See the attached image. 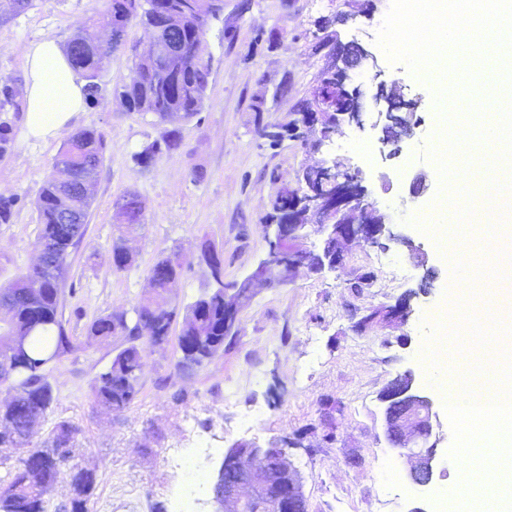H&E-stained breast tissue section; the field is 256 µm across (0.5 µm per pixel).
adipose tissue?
Returning a JSON list of instances; mask_svg holds the SVG:
<instances>
[{
  "label": "adipose tissue",
  "instance_id": "obj_1",
  "mask_svg": "<svg viewBox=\"0 0 512 512\" xmlns=\"http://www.w3.org/2000/svg\"><path fill=\"white\" fill-rule=\"evenodd\" d=\"M85 85L55 35L46 34L33 42L26 51L27 134L45 140L69 126L85 109Z\"/></svg>",
  "mask_w": 512,
  "mask_h": 512
}]
</instances>
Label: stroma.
Returning a JSON list of instances; mask_svg holds the SVG:
<instances>
[{
  "label": "stroma",
  "instance_id": "stroma-1",
  "mask_svg": "<svg viewBox=\"0 0 512 512\" xmlns=\"http://www.w3.org/2000/svg\"><path fill=\"white\" fill-rule=\"evenodd\" d=\"M104 0H32L25 12L9 10L0 0V83L24 84L26 48L47 33L68 41L87 26ZM391 0H224V16L206 32L210 55L208 98L198 116L180 123L182 144L147 170L132 155L160 138L168 123L144 112L127 110L116 89L134 75L129 45L146 53L149 37L138 22L126 30L127 49L115 52L101 74L106 92L87 105L74 127L93 128L107 139L104 160L93 186L87 232L68 258L60 311L70 347L48 368L53 402L35 425L32 445L39 446L62 420L80 426L72 455L75 463L95 468L97 487L90 512H153L163 504L177 512H211L208 481L221 465L220 452L239 441L267 443L288 439L289 458L298 470L309 512H409L421 498L436 502L437 491L458 485L455 461L441 457L434 487L423 493L406 477L407 464L383 434L379 395L396 375L413 370L427 391L433 374L420 360L427 326L449 303V260L429 234L407 224L426 218L440 179L423 150L433 142L434 87L401 64L382 61L381 76L365 68L351 70L361 86L363 127H347L335 146L320 152L304 142L285 140L262 149L254 129V110L269 123H281L310 99L328 64L319 26L341 42L375 47ZM350 13L348 22L338 20ZM270 35L271 48L253 50L257 33ZM393 81L406 97L420 98L419 126L402 144L400 157L380 156L381 130L372 96L378 81ZM286 97H275L280 82ZM69 135L61 130L45 141L28 138L21 119L13 121V145L0 158V196L18 200L9 223H0V284L32 267L38 256L41 224L34 201ZM328 159L343 169L361 171L368 201L386 222L395 224L425 253L427 264L402 246L381 249L363 241L348 243L345 262L320 275L298 271L288 284L258 288L237 315L238 336L199 368L179 367L176 336L148 347L140 391L126 409L110 411L94 402L91 386L114 354L112 345L89 336L98 316L133 311L151 295L148 273L163 253L179 251L185 270L167 304L193 302L209 284L197 260L201 239L224 251V279L243 278L266 250L261 222L269 201L282 186L296 187L305 168ZM427 173L430 190L411 198L408 178ZM136 192L145 204L144 222L124 234L113 218L114 201ZM125 239L133 254L126 269L112 267V245ZM438 276L429 294L412 302L405 322L380 331L358 333L351 308L395 303L415 288L425 266ZM373 281L356 287L357 278ZM194 452L207 478L191 490L182 467ZM393 458L394 469L384 468Z\"/></svg>",
  "mask_w": 512,
  "mask_h": 512
}]
</instances>
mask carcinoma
Segmentation results:
<instances>
[{"label":"carcinoma","mask_w":512,"mask_h":512,"mask_svg":"<svg viewBox=\"0 0 512 512\" xmlns=\"http://www.w3.org/2000/svg\"><path fill=\"white\" fill-rule=\"evenodd\" d=\"M132 0H106L104 9L91 19V27L112 31L116 25L130 23L128 10ZM141 23L149 37L166 43L171 50V63L167 72L156 80L144 81V62L137 66V78L123 86L120 94L135 112L154 114L159 121L167 122L176 113L182 118L197 116L204 104L210 71L203 62L206 50L205 32L200 18L186 19L180 28H170L153 23L143 15ZM66 52L75 69L87 81L86 96L95 103L103 92L101 73L112 58L111 39H100L90 32L80 33L66 44ZM23 101L17 88L0 87V112L20 114ZM13 143V127L8 121L0 122V158L9 153ZM160 154L170 153L180 145L179 130L174 128L160 140L152 141ZM106 149L104 135L95 129H80L64 142L59 154L69 157L70 166L79 172L96 175ZM297 193L283 186L270 201L265 223L279 224L287 214L279 204L280 197ZM42 228L39 238L63 240L72 234L65 220L81 222L78 238H83L91 209V198L78 185L66 186L54 177L47 178L35 200ZM163 268L156 273L153 294L166 297L183 276L184 268L177 253L161 254L153 264ZM34 270L29 269L6 285L0 286V295L11 299L7 308L9 318L0 325V336H24L26 348L22 355L0 356V384L7 382L20 393L4 407H0V448L20 446L28 427L37 422L53 401L52 387L47 377V367L71 345L59 318L60 287L47 281L39 294L30 287ZM140 316L129 321L122 312H109L93 320L89 335L104 343L121 341L109 366L94 380L92 391L95 401L110 410L128 407L139 393L140 373L144 353L151 336H168L173 325H180L178 341L192 336L199 341L198 353H181L178 365L199 367L203 357L214 355L224 348V341H232L237 332L226 337L216 332L224 323V287L213 285L194 302L179 308L163 304L151 306L150 300L139 304ZM79 427L63 420L55 426L40 451L50 458V465L40 472H33L22 460L10 472L9 480L0 484V512H46L42 500V482L57 478L64 467L71 470L78 465L71 463V449L62 448L61 441L75 439ZM96 478L87 481L82 496L66 505L68 512H89L88 504L94 494Z\"/></svg>","instance_id":"obj_1"}]
</instances>
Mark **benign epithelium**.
<instances>
[{
  "label": "benign epithelium",
  "instance_id": "7a95c632",
  "mask_svg": "<svg viewBox=\"0 0 512 512\" xmlns=\"http://www.w3.org/2000/svg\"><path fill=\"white\" fill-rule=\"evenodd\" d=\"M337 50L299 115L304 120L296 132L320 125L319 137L311 149L319 150L346 125L363 126L360 86L348 82V71L366 67L381 76L376 56L361 44H342L333 40ZM170 62L167 47L152 42L148 70L162 71ZM378 106L379 123L382 124L384 146H394L384 159H392L401 153L399 143L413 134L418 123L413 121L418 101L405 98L401 88L379 82L374 95ZM326 187L309 189L302 196L289 197L290 211L305 210L314 217L317 231L323 235L320 251H306L300 244L299 231L304 225L293 218L286 224L274 225L273 235L267 237L268 249L264 258L250 273L229 289L231 305H224V335L234 329L238 310L250 302L255 285L268 279L271 271L278 272L282 280L296 269L295 258L302 257V266L313 274L334 271L344 260V246L352 239L387 249L399 245L416 250L412 239L394 231L383 217L373 215L367 201V189L362 185L360 173H344L336 164H320L312 167ZM40 262L35 265L44 278L61 279L62 266L57 247L52 242L37 246ZM435 278V270L426 269L417 288L408 291L393 305L371 309L361 316L355 327L366 333L383 327L387 322H404L413 313L411 302L429 291ZM384 404L385 439L393 448L405 451L409 469L407 479L422 491L428 490L436 478L441 422L435 398L419 383L411 370H406L390 380L380 393ZM235 469V477H224L227 467ZM213 512H308L301 478L288 460V444L257 441L237 442L224 453L211 490Z\"/></svg>",
  "mask_w": 512,
  "mask_h": 512
}]
</instances>
